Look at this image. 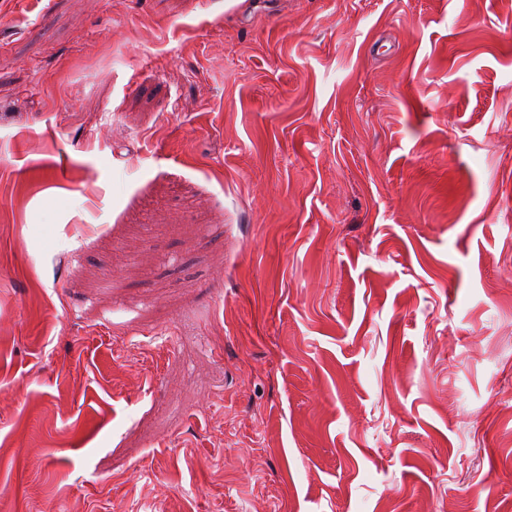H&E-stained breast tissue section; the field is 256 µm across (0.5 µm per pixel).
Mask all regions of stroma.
<instances>
[{
  "instance_id": "35a3bbf8",
  "label": "stroma",
  "mask_w": 512,
  "mask_h": 512,
  "mask_svg": "<svg viewBox=\"0 0 512 512\" xmlns=\"http://www.w3.org/2000/svg\"><path fill=\"white\" fill-rule=\"evenodd\" d=\"M0 512H512V0H0Z\"/></svg>"
}]
</instances>
